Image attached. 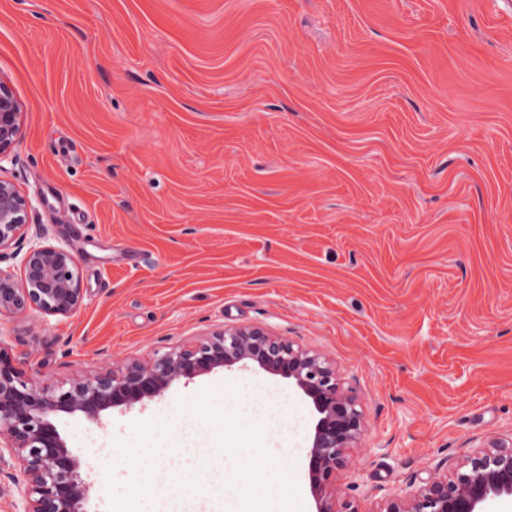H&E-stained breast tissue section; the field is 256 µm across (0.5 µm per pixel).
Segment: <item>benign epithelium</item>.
<instances>
[{
    "label": "benign epithelium",
    "instance_id": "benign-epithelium-1",
    "mask_svg": "<svg viewBox=\"0 0 512 512\" xmlns=\"http://www.w3.org/2000/svg\"><path fill=\"white\" fill-rule=\"evenodd\" d=\"M24 114V103L0 77V163L12 158ZM31 208L16 183L0 177V252L13 249L22 272L18 278L0 268V315L19 317L39 310L71 316L84 301L77 256L67 243L45 242L43 228L30 231ZM249 361L292 380L311 399L318 420L308 467L317 512H338L332 479L366 430L364 414L321 354L249 326L214 332L149 362L90 370L66 388L26 377L0 343V464L9 460L16 471L13 480L23 512H87L91 484L81 477L82 462L57 429L60 415H80L101 425L110 411L142 409L163 398L176 382L187 385L202 374ZM501 496L512 497V438L470 450L451 473H436L388 499L380 512H480L481 504Z\"/></svg>",
    "mask_w": 512,
    "mask_h": 512
}]
</instances>
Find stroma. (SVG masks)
Listing matches in <instances>:
<instances>
[{
    "label": "stroma",
    "mask_w": 512,
    "mask_h": 512,
    "mask_svg": "<svg viewBox=\"0 0 512 512\" xmlns=\"http://www.w3.org/2000/svg\"><path fill=\"white\" fill-rule=\"evenodd\" d=\"M0 75L25 103L0 176L84 303L0 316V344L56 386L238 326L322 353L367 420L337 504L375 512L512 435V0H0ZM236 383L296 464L317 415L251 363L174 384L103 425H56L108 512L116 444ZM113 472H106L107 463Z\"/></svg>",
    "instance_id": "obj_1"
}]
</instances>
